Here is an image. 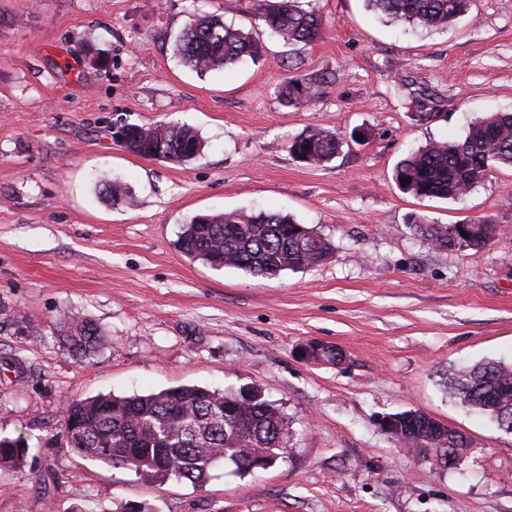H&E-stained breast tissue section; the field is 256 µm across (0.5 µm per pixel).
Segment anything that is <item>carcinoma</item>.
Here are the masks:
<instances>
[{
  "label": "carcinoma",
  "instance_id": "carcinoma-1",
  "mask_svg": "<svg viewBox=\"0 0 512 512\" xmlns=\"http://www.w3.org/2000/svg\"><path fill=\"white\" fill-rule=\"evenodd\" d=\"M468 0H368V6L395 21L436 30L467 9ZM260 19L289 43H310L320 34L321 20L299 0L264 4ZM183 62L199 71L223 69L258 53L252 33L224 24L217 15H200L182 33L175 48ZM175 162L194 159L202 140L186 125L130 126L122 145L143 157ZM343 142L336 133L313 129L288 145L293 158L321 166L338 154ZM493 167L512 168V113L475 120L465 138L435 142L402 160L395 181L417 198L456 199L482 179L480 159ZM432 246L451 250L448 225L415 224ZM494 225L480 220L472 225L471 250L483 248ZM185 254L216 269L233 267L255 277H275L317 265L333 253L330 242L313 230L279 213H228L205 216V223L184 225L178 240ZM58 332L72 355L87 359L99 352L106 335L96 324L63 315ZM449 389L471 408L487 415L504 431L512 427V364L484 361L450 381ZM70 447L78 454L135 472L155 482L188 481L202 487L220 464L236 473H250L260 463L272 466L288 447V420L261 391L248 387L236 393L201 386H179L128 397L100 395L62 401L60 410ZM402 444L410 448H438L437 422L418 410ZM27 439L0 438V464L20 465L27 455Z\"/></svg>",
  "mask_w": 512,
  "mask_h": 512
}]
</instances>
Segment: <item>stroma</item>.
<instances>
[{
  "label": "stroma",
  "instance_id": "obj_1",
  "mask_svg": "<svg viewBox=\"0 0 512 512\" xmlns=\"http://www.w3.org/2000/svg\"><path fill=\"white\" fill-rule=\"evenodd\" d=\"M262 3L0 0V437L30 444L24 467H0V512H512V434L445 387L460 367L512 363V168L456 200L394 181L412 152L512 113V0H470L429 34L365 0H301L321 19L308 44L272 33ZM198 13L252 32L258 56L185 66L174 43ZM291 79L305 90L289 102ZM163 122L194 127L201 154L145 158L116 136ZM315 128L343 140L320 167L288 151ZM107 180L133 202L103 197ZM260 210L314 229L332 255L260 278L177 245L196 216ZM416 217L496 233L448 251ZM63 314L99 325L107 346L73 357ZM314 339L342 362L300 361ZM192 385L261 388L288 419L286 454L245 475L218 466L196 488L66 442L64 398ZM409 409L469 436L456 465L382 430Z\"/></svg>",
  "mask_w": 512,
  "mask_h": 512
}]
</instances>
